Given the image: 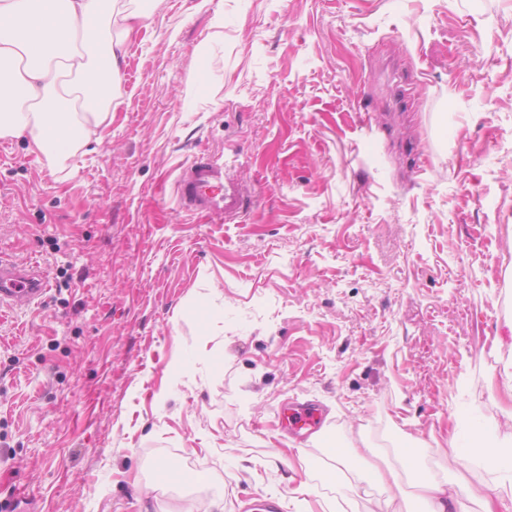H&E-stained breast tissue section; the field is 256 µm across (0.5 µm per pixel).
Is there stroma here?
Listing matches in <instances>:
<instances>
[{
	"label": "stroma",
	"mask_w": 512,
	"mask_h": 512,
	"mask_svg": "<svg viewBox=\"0 0 512 512\" xmlns=\"http://www.w3.org/2000/svg\"><path fill=\"white\" fill-rule=\"evenodd\" d=\"M139 2L97 144L0 137V253L49 284L0 307V512H366L281 425L308 400L397 472L389 512H421L409 452L512 497L448 463L456 429L512 448V0ZM201 156L235 218L181 205Z\"/></svg>",
	"instance_id": "35a3bbf8"
}]
</instances>
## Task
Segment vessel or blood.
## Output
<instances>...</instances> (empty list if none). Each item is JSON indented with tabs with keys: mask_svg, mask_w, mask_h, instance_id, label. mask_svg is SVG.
I'll list each match as a JSON object with an SVG mask.
<instances>
[{
	"mask_svg": "<svg viewBox=\"0 0 512 512\" xmlns=\"http://www.w3.org/2000/svg\"><path fill=\"white\" fill-rule=\"evenodd\" d=\"M179 198L183 207L209 215L230 217L239 211L242 192L238 185L225 181L221 167L204 160L187 166L179 179ZM46 291V277L37 269L0 255V306L27 308L38 304ZM287 429L309 434L320 431L325 418L311 405L285 409Z\"/></svg>",
	"mask_w": 512,
	"mask_h": 512,
	"instance_id": "1",
	"label": "vessel or blood"
}]
</instances>
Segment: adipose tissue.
I'll use <instances>...</instances> for the list:
<instances>
[{"label": "adipose tissue", "instance_id": "ef3b65f1", "mask_svg": "<svg viewBox=\"0 0 512 512\" xmlns=\"http://www.w3.org/2000/svg\"><path fill=\"white\" fill-rule=\"evenodd\" d=\"M142 18L131 0H0V136L28 139L52 162L97 141L101 123L123 103L120 62ZM68 75L76 94L64 89ZM410 471L425 512H456L464 496L478 498L481 512H512V499L494 487L439 481L415 465Z\"/></svg>", "mask_w": 512, "mask_h": 512}]
</instances>
